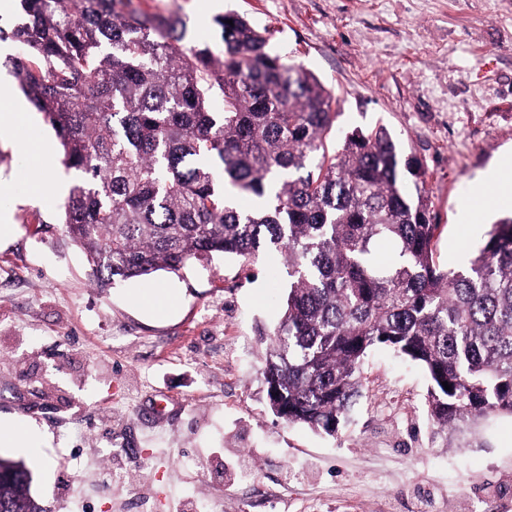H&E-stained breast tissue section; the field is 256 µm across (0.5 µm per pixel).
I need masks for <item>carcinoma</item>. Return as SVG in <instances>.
I'll return each instance as SVG.
<instances>
[{"instance_id": "1", "label": "carcinoma", "mask_w": 512, "mask_h": 512, "mask_svg": "<svg viewBox=\"0 0 512 512\" xmlns=\"http://www.w3.org/2000/svg\"><path fill=\"white\" fill-rule=\"evenodd\" d=\"M19 2L0 40L22 47L12 72L74 174L64 227L96 287L277 253L288 293L263 368L275 415L337 433L362 396L364 358L385 345L426 371L444 446L450 429L512 416V214L468 267L442 269L418 161L383 125L327 154L332 95L244 17L216 19L217 60L133 0ZM33 481L0 456V512H45Z\"/></svg>"}]
</instances>
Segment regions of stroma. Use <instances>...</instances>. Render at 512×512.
Masks as SVG:
<instances>
[{
  "label": "stroma",
  "mask_w": 512,
  "mask_h": 512,
  "mask_svg": "<svg viewBox=\"0 0 512 512\" xmlns=\"http://www.w3.org/2000/svg\"><path fill=\"white\" fill-rule=\"evenodd\" d=\"M220 45L215 17L268 31L333 94L325 144L384 124L419 161L440 267H466L504 210L474 185L512 152V0H139ZM71 182L40 114L0 135V424L38 428L49 512H512V417L454 448L432 441L425 370L374 348L336 435L264 401L268 334L288 276L216 255L95 288L63 226Z\"/></svg>",
  "instance_id": "stroma-1"
}]
</instances>
